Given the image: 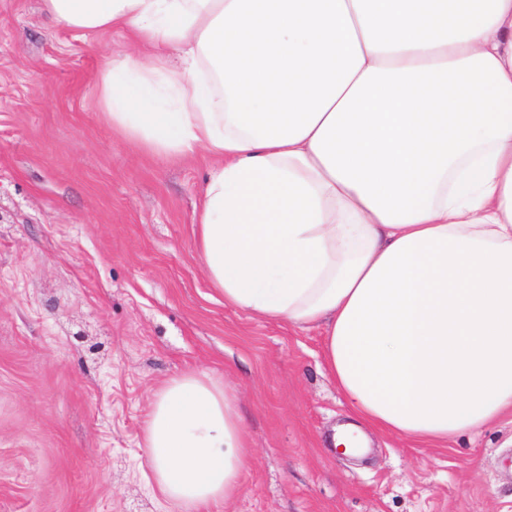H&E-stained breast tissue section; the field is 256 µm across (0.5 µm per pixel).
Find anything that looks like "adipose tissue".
<instances>
[{
	"mask_svg": "<svg viewBox=\"0 0 512 512\" xmlns=\"http://www.w3.org/2000/svg\"><path fill=\"white\" fill-rule=\"evenodd\" d=\"M147 52L99 74L139 149L214 158L196 246L226 305L325 328L357 415L431 444L512 410V0H42ZM143 464L179 512L250 454L223 382L153 394Z\"/></svg>",
	"mask_w": 512,
	"mask_h": 512,
	"instance_id": "1",
	"label": "adipose tissue"
}]
</instances>
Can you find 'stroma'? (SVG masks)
Returning a JSON list of instances; mask_svg holds the SVG:
<instances>
[{"label": "stroma", "instance_id": "35a3bbf8", "mask_svg": "<svg viewBox=\"0 0 512 512\" xmlns=\"http://www.w3.org/2000/svg\"><path fill=\"white\" fill-rule=\"evenodd\" d=\"M138 49L42 0H0V512H178L146 478L153 393L223 381L250 459L206 512H512V412L436 446L353 421L324 329L225 305L194 228L211 159L139 151L102 121L96 77Z\"/></svg>", "mask_w": 512, "mask_h": 512}]
</instances>
